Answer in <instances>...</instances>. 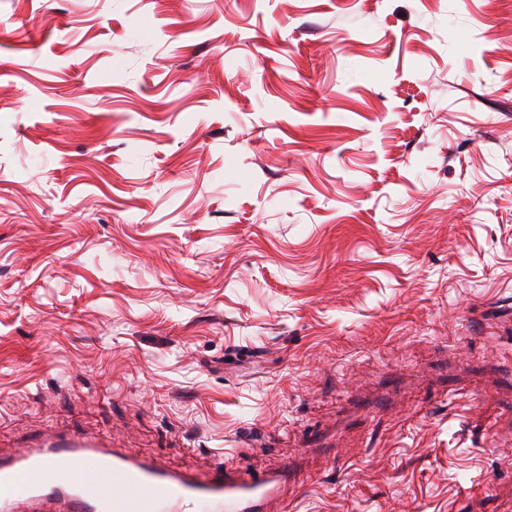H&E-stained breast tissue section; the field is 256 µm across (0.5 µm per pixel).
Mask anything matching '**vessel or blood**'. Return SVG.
I'll list each match as a JSON object with an SVG mask.
<instances>
[{
    "mask_svg": "<svg viewBox=\"0 0 512 512\" xmlns=\"http://www.w3.org/2000/svg\"><path fill=\"white\" fill-rule=\"evenodd\" d=\"M25 446L0 457V512H267L298 479L291 463L239 473L220 459L199 478L74 432L35 435ZM89 472L98 476L92 489Z\"/></svg>",
    "mask_w": 512,
    "mask_h": 512,
    "instance_id": "b4317fda",
    "label": "vessel or blood"
}]
</instances>
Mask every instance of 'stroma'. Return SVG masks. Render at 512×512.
Instances as JSON below:
<instances>
[{
	"label": "stroma",
	"mask_w": 512,
	"mask_h": 512,
	"mask_svg": "<svg viewBox=\"0 0 512 512\" xmlns=\"http://www.w3.org/2000/svg\"><path fill=\"white\" fill-rule=\"evenodd\" d=\"M504 366L512 0H0V456L512 512Z\"/></svg>",
	"instance_id": "1"
}]
</instances>
